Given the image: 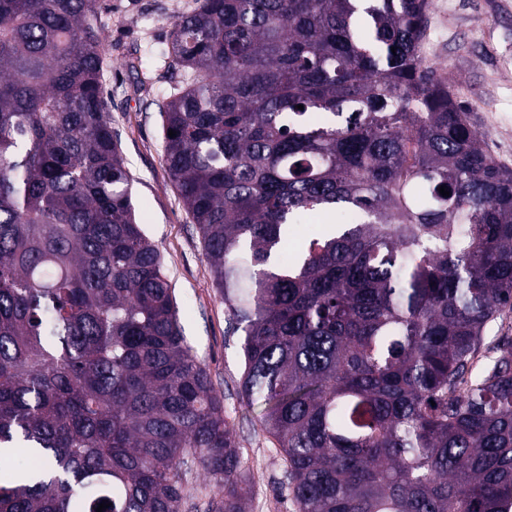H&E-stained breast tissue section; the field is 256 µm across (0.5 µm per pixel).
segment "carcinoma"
<instances>
[{
	"label": "carcinoma",
	"instance_id": "carcinoma-1",
	"mask_svg": "<svg viewBox=\"0 0 512 512\" xmlns=\"http://www.w3.org/2000/svg\"><path fill=\"white\" fill-rule=\"evenodd\" d=\"M429 6L199 0L144 73L295 512H512V336L484 342L512 310V168L425 65ZM100 10L0 0V450L35 460L0 512H182L190 462L245 512L107 120Z\"/></svg>",
	"mask_w": 512,
	"mask_h": 512
}]
</instances>
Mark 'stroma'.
<instances>
[{
	"mask_svg": "<svg viewBox=\"0 0 512 512\" xmlns=\"http://www.w3.org/2000/svg\"><path fill=\"white\" fill-rule=\"evenodd\" d=\"M99 21L108 41L103 83L107 118L132 178L136 216L158 247L175 291L184 335L224 402L241 448V470L252 485L249 512H294L281 455L259 423L261 409L239 392V337L229 327L224 300L201 236L186 213L163 160L162 119L152 101L165 86L141 85L131 59L162 72L171 22L196 0H105ZM428 59L472 121L489 151L512 166V0H431Z\"/></svg>",
	"mask_w": 512,
	"mask_h": 512,
	"instance_id": "obj_1",
	"label": "stroma"
}]
</instances>
